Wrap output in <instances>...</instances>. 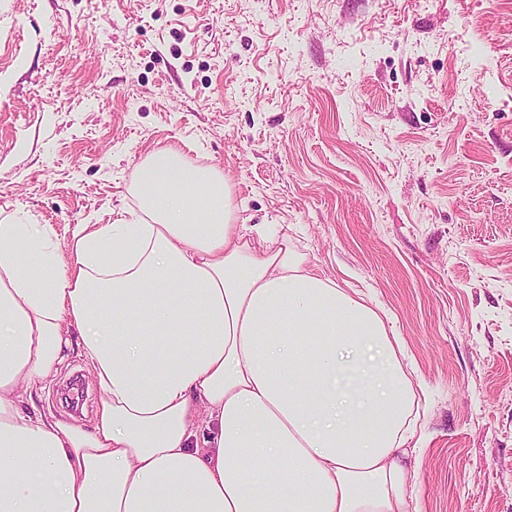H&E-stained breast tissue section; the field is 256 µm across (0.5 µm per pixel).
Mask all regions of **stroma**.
<instances>
[{
    "label": "stroma",
    "mask_w": 512,
    "mask_h": 512,
    "mask_svg": "<svg viewBox=\"0 0 512 512\" xmlns=\"http://www.w3.org/2000/svg\"><path fill=\"white\" fill-rule=\"evenodd\" d=\"M166 148L387 314L410 512H512V0H0V220L134 219ZM97 397L73 347L32 404Z\"/></svg>",
    "instance_id": "1"
}]
</instances>
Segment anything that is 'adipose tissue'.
<instances>
[{"instance_id": "obj_1", "label": "adipose tissue", "mask_w": 512, "mask_h": 512, "mask_svg": "<svg viewBox=\"0 0 512 512\" xmlns=\"http://www.w3.org/2000/svg\"><path fill=\"white\" fill-rule=\"evenodd\" d=\"M137 224H0V512H408L415 395L378 312L152 155ZM79 335L93 428L26 396Z\"/></svg>"}]
</instances>
